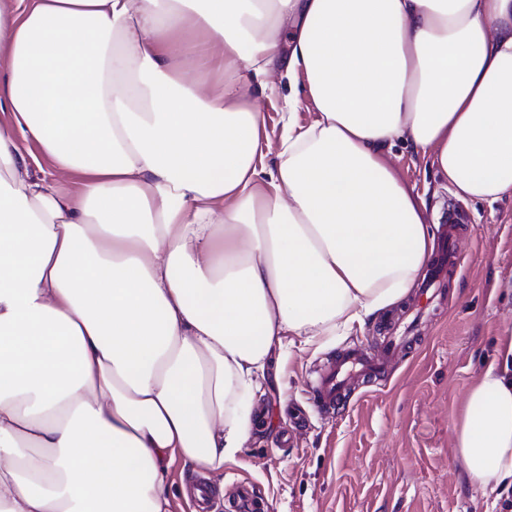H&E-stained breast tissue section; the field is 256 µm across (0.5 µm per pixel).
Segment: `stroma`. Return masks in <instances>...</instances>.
<instances>
[{
  "label": "stroma",
  "mask_w": 512,
  "mask_h": 512,
  "mask_svg": "<svg viewBox=\"0 0 512 512\" xmlns=\"http://www.w3.org/2000/svg\"><path fill=\"white\" fill-rule=\"evenodd\" d=\"M290 93L287 76L276 75L255 96L270 140ZM390 161L424 194L427 226L437 231L457 202L447 181L407 144H396ZM461 205L469 231L458 243L460 268L439 285L387 377L357 388L332 419L308 400L313 369L348 347L375 349L408 297L364 329L292 348L281 393L261 389L251 400L261 427L223 471L207 475L218 499L247 482L264 512H505L512 485L472 486L455 441L469 388L512 340V197Z\"/></svg>",
  "instance_id": "stroma-1"
}]
</instances>
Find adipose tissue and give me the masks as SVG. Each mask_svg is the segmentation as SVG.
Here are the masks:
<instances>
[{
	"label": "adipose tissue",
	"mask_w": 512,
	"mask_h": 512,
	"mask_svg": "<svg viewBox=\"0 0 512 512\" xmlns=\"http://www.w3.org/2000/svg\"><path fill=\"white\" fill-rule=\"evenodd\" d=\"M279 67L317 117L270 167ZM0 112V512H169L175 458L250 438L273 354L414 286L397 140L458 198L512 196V0H0ZM456 446L472 485L512 478V369ZM268 86L265 92L255 95V104L262 112L265 129L273 143L279 139L283 112L288 109V96L291 94L290 82L286 75H275L266 79Z\"/></svg>",
	"instance_id": "obj_1"
}]
</instances>
